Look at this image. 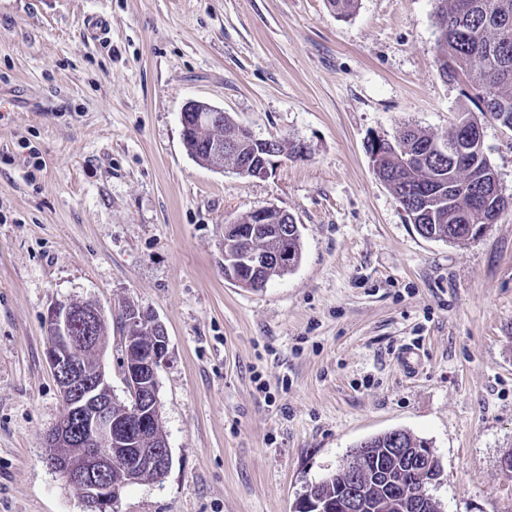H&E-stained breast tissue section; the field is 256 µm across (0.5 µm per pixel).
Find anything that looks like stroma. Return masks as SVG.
I'll return each mask as SVG.
<instances>
[{"instance_id": "stroma-1", "label": "stroma", "mask_w": 512, "mask_h": 512, "mask_svg": "<svg viewBox=\"0 0 512 512\" xmlns=\"http://www.w3.org/2000/svg\"><path fill=\"white\" fill-rule=\"evenodd\" d=\"M102 16L105 30L88 29ZM434 0H0V512H84L45 459L63 409L43 318L152 309L173 464L118 512H293L365 439L404 430L441 464L442 512H512V130L481 116L509 205L463 243L420 236L368 147L452 129L476 92L438 72ZM192 100L302 144L267 175L198 165ZM275 206L302 259L266 288L224 277V226ZM421 354L414 374L400 362Z\"/></svg>"}]
</instances>
